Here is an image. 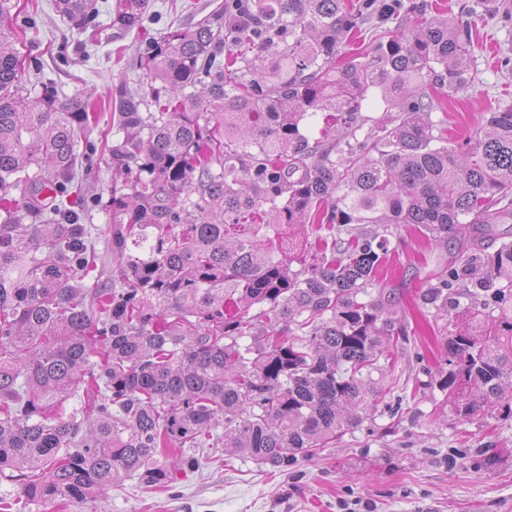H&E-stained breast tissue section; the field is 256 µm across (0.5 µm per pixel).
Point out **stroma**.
<instances>
[{
  "label": "stroma",
  "mask_w": 512,
  "mask_h": 512,
  "mask_svg": "<svg viewBox=\"0 0 512 512\" xmlns=\"http://www.w3.org/2000/svg\"><path fill=\"white\" fill-rule=\"evenodd\" d=\"M16 46L30 66L25 71L31 99L43 85L69 98L93 96L98 111L111 112L115 84L149 94L152 80L133 67L140 44L167 30L196 24L221 0H150L151 21L126 31L112 24L114 0H97L95 41L72 29L55 11L54 0H14ZM427 15L448 14L470 21L478 82L444 98L433 121L457 142L475 139L489 113L512 105V27L473 15L477 0H422ZM100 147L86 195L96 203L87 221L94 228L100 267H108L105 242L112 214L105 204L112 181L109 144L117 127L99 123ZM401 242L379 269V287L393 289L409 340L393 361L399 381V411L379 408L374 425L348 431L288 471L224 452L213 453L199 470L179 475L170 487H144L129 479L86 504L32 505L31 512H339L341 502L372 505L374 512H512V419H459L437 389H419L426 370L437 369L446 352V328L426 324L421 293L433 274L458 254L461 244L431 246L399 228Z\"/></svg>",
  "instance_id": "35a3bbf8"
}]
</instances>
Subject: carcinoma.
<instances>
[{"label": "carcinoma", "instance_id": "1", "mask_svg": "<svg viewBox=\"0 0 512 512\" xmlns=\"http://www.w3.org/2000/svg\"><path fill=\"white\" fill-rule=\"evenodd\" d=\"M80 32L94 0H56ZM480 7L512 22L508 0ZM149 0H116L144 27ZM12 0H0V509L82 503L136 477L168 486L225 448L275 470L362 425L407 340L376 288L392 228L428 242L512 225V106L452 145L436 99L473 85L471 24L414 0H224L143 43L151 100L115 86L105 287L83 184L88 99L23 96ZM399 21L336 65L346 38ZM370 92L391 112L366 124ZM333 112L337 135L306 122ZM363 134H358V131ZM31 216L37 224H25ZM314 228L319 262L288 230ZM423 304L495 314L448 337L429 375L459 418H512V228L432 277Z\"/></svg>", "mask_w": 512, "mask_h": 512}]
</instances>
